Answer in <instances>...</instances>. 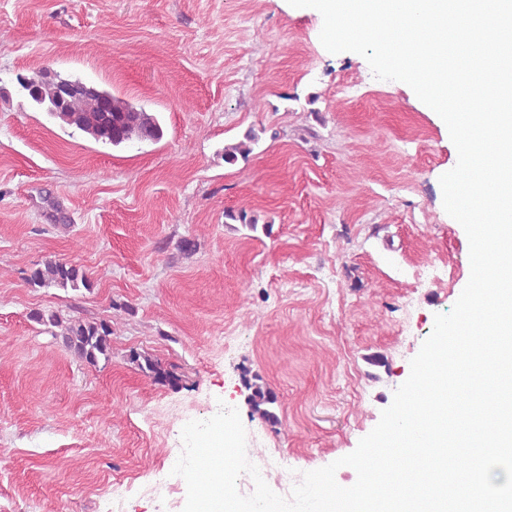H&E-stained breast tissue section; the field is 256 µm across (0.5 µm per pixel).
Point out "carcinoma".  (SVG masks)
Listing matches in <instances>:
<instances>
[{"mask_svg":"<svg viewBox=\"0 0 512 512\" xmlns=\"http://www.w3.org/2000/svg\"><path fill=\"white\" fill-rule=\"evenodd\" d=\"M60 81L62 78L48 69H40L31 76L18 77V83L30 99L48 109L56 101ZM51 116L64 125L83 131L96 141L112 146L135 141L157 142L163 137V128L156 113L135 108L96 84L93 91L71 100L66 108L51 113ZM258 140V135L250 132L245 140L224 145V162L234 165L240 160L248 161ZM224 219L245 224L253 230L258 224V218L245 209H226ZM27 282L38 287L92 288L88 274L80 266L56 260H48L42 266L31 269ZM31 318L40 325L56 328L52 335L61 338L70 352L89 365L95 366L100 358L107 359L112 354V323L109 320L65 318L53 310H37ZM128 361L157 384L176 388L181 382L176 366L165 364L150 355L133 351L128 355ZM245 385L249 391L247 404L251 412L272 426L278 425L280 419L274 411L276 393L258 377L252 381L245 380Z\"/></svg>","mask_w":512,"mask_h":512,"instance_id":"cac0c4a2","label":"carcinoma"}]
</instances>
